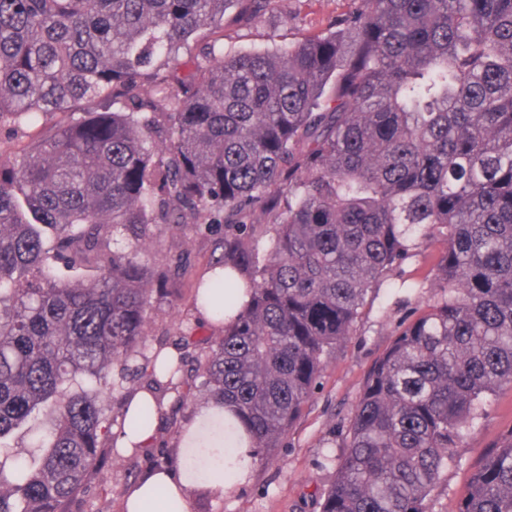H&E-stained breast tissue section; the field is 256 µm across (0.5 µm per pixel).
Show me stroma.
<instances>
[{
  "mask_svg": "<svg viewBox=\"0 0 512 512\" xmlns=\"http://www.w3.org/2000/svg\"><path fill=\"white\" fill-rule=\"evenodd\" d=\"M348 0H274L256 17L224 28V51L263 50L287 44L322 28L329 17L347 10ZM436 242L422 243L417 256L403 265L405 288H380L363 310L354 331L328 363L313 398L305 406L272 464L255 467L251 481L235 495H195L191 512H320L319 503L341 453L348 418L364 379L375 360L390 344L404 321L425 307L432 296L429 283L438 251ZM190 255L188 267L171 284L168 298L154 302L149 313L145 353L174 346L180 322L194 316V293L203 276L221 254L210 237L191 226L168 232L148 258L152 266L165 265L179 253ZM512 431V389L499 390L485 415L452 450L453 465L443 471L429 504L430 512H456L461 492L489 448ZM133 464L104 465L96 487L72 506L71 512H122L125 488L133 481ZM112 487V502L104 504L97 487Z\"/></svg>",
  "mask_w": 512,
  "mask_h": 512,
  "instance_id": "obj_1",
  "label": "stroma"
}]
</instances>
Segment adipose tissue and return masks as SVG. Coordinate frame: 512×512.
I'll list each match as a JSON object with an SVG mask.
<instances>
[{"instance_id":"adipose-tissue-1","label":"adipose tissue","mask_w":512,"mask_h":512,"mask_svg":"<svg viewBox=\"0 0 512 512\" xmlns=\"http://www.w3.org/2000/svg\"><path fill=\"white\" fill-rule=\"evenodd\" d=\"M178 462L132 482L123 495V512H145L157 489L168 495L162 512H190V496L200 487L228 495L251 479L253 450L246 430L235 414L223 405L209 402L200 406L184 425L177 448ZM223 478L212 481L213 470Z\"/></svg>"}]
</instances>
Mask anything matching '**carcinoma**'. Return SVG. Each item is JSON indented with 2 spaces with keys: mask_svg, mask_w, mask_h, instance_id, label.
<instances>
[{
  "mask_svg": "<svg viewBox=\"0 0 512 512\" xmlns=\"http://www.w3.org/2000/svg\"><path fill=\"white\" fill-rule=\"evenodd\" d=\"M274 2L0 0V127L38 129L0 162V512H69L112 428L153 423L112 417L139 375L231 408L272 462L373 290L419 287L393 278L423 241L435 293L370 369L321 512H428L512 387V0H352L284 46L220 50L227 10ZM182 224L224 248L199 283L224 330L190 370L143 349L188 262L155 271L147 246ZM36 413L25 456L8 439ZM456 512H512V432Z\"/></svg>",
  "mask_w": 512,
  "mask_h": 512,
  "instance_id": "1",
  "label": "carcinoma"
}]
</instances>
